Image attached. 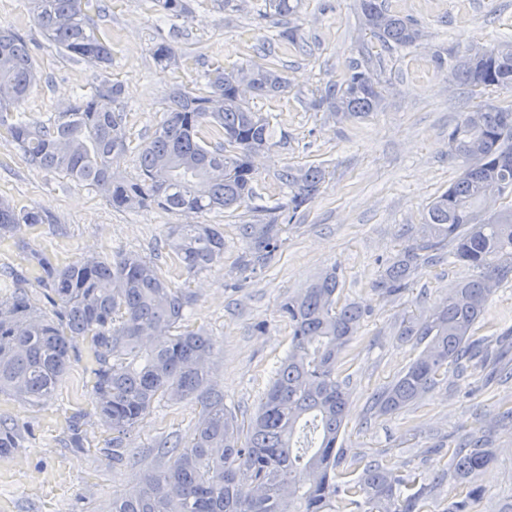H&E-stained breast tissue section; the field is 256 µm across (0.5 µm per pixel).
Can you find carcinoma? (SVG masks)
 Segmentation results:
<instances>
[{"mask_svg":"<svg viewBox=\"0 0 512 512\" xmlns=\"http://www.w3.org/2000/svg\"><path fill=\"white\" fill-rule=\"evenodd\" d=\"M166 17H186L188 0H152ZM42 36L72 59L94 68L112 64L109 43L89 14L90 0H28ZM299 0H265L267 17L293 15ZM364 29L382 44L407 47L422 37L419 28L392 12L384 0H360ZM155 60L178 64L177 50L160 44ZM461 83L512 88V43L476 60L464 55L453 68ZM41 80L26 36L0 28V129L37 170L55 172L97 189L112 207L158 208L202 214L246 206L255 198L253 157L274 144L275 128L253 111L239 91L258 95L287 88L282 73L253 64L206 72V90L175 85L167 94L164 119L140 147L139 177L113 171L129 150L122 112L100 106L102 94L117 103L121 89L102 80L32 127L18 110ZM381 102L379 81L355 63L340 80L325 86L313 106L339 120L361 118ZM449 155L465 163L460 176L426 207L420 239L404 246L374 288L396 299L409 290L425 262L448 258L478 274L460 283L425 317L405 323L399 336L424 345L413 361L375 399L382 413H395L430 392L449 370L464 371L491 355L475 337L489 296L512 277V207L481 211L486 189L512 188V107H478L462 113L448 131ZM511 163L505 165L503 161ZM325 178L319 165L288 167L282 180L286 200L264 209L258 224H241L246 242L242 267L264 264L281 246ZM50 222L49 216L17 208L0 198V238L20 224ZM165 244L189 274L224 258V235L211 224H178ZM39 284L53 303L48 315L23 288L0 299V392L30 404L49 396L66 373L76 341L89 339L96 356L93 400L112 431V456L121 457L124 437L162 399H196L201 414L191 440L157 448L162 467L142 477L111 512H426L430 488L416 473L397 474L379 462L354 479L341 481L338 441L349 393L337 371L363 316L355 304L338 305L340 282L331 270L301 292L286 297L290 344L256 413L240 421L224 406V395L209 388L215 341L188 325L192 296L175 288L154 263L122 253L105 261L81 256L63 267L35 254ZM491 430L471 435L452 455L450 470L466 487L448 499L444 512H476L486 490L480 473L491 463ZM19 448L18 428L0 418V455Z\"/></svg>","mask_w":512,"mask_h":512,"instance_id":"1","label":"carcinoma"}]
</instances>
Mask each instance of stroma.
<instances>
[{
    "mask_svg": "<svg viewBox=\"0 0 512 512\" xmlns=\"http://www.w3.org/2000/svg\"><path fill=\"white\" fill-rule=\"evenodd\" d=\"M96 22L112 49V65L100 71L64 56L35 26L27 0H0V28L25 34L42 80L21 104L27 121L45 124L58 108L88 93L101 78L121 83L130 149L115 162L124 176L137 174L138 149L167 109L166 93L181 84L205 86L201 61L230 69L267 62L288 79L274 98L249 96L253 111L270 116L282 139L255 159L257 197L237 210L185 215L159 209L117 210L97 190L30 168L7 135H0V197L50 216L47 224L20 225L0 239V297L13 294L15 275L31 268L32 254L63 266L80 256L111 259L133 252L154 262L162 276L193 297L189 325L216 342L211 385L239 419L256 410L289 344L284 297L337 268L339 303L366 310L345 363L338 370L350 394L340 436L341 466L379 462L398 474L415 472L435 482L428 512H443L463 487L447 476L450 457L464 439L486 429L512 407V359L484 370L448 374L396 414L379 412L372 397L419 357L422 348L398 337L403 321L420 319L475 271L461 263L419 266L408 292L392 300L374 288L389 260L420 236L425 206L461 174L448 155V132L461 112L512 104V89L471 88L449 77L469 46L512 41V0H386L414 20L423 37L409 48L382 47L365 34L358 0H301L297 15L268 18L263 0H190L188 17L157 14L151 0H102ZM302 40L281 41L289 26ZM175 47L179 66L156 62L159 43ZM368 63L383 99L363 119L336 123L311 102L353 63ZM318 165L326 179L318 194L283 235L260 268L239 262L246 245L243 224L261 218V206L284 198L280 175L289 166ZM216 224L224 232V258L190 275L165 245L174 224ZM512 330V280L489 298L477 335ZM94 364L88 342L78 339L66 375L40 404L0 392V416L20 430V446L0 456V512H107L113 499L161 460L158 445L188 440L199 418L197 401L156 402L114 461L112 434L95 411ZM80 432L83 449L71 446ZM494 460L480 475L487 495L479 512H501L512 503V424L496 427Z\"/></svg>",
    "mask_w": 512,
    "mask_h": 512,
    "instance_id": "1",
    "label": "stroma"
}]
</instances>
